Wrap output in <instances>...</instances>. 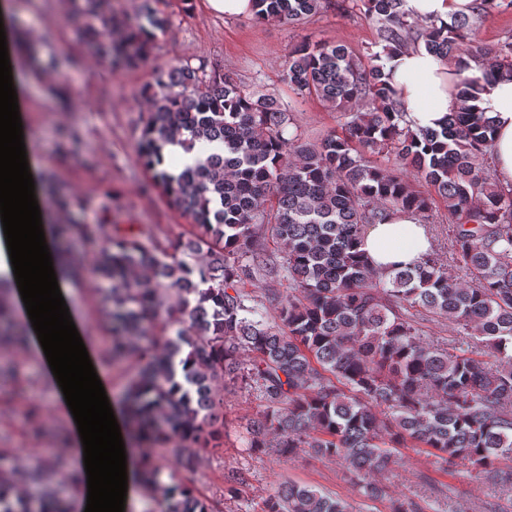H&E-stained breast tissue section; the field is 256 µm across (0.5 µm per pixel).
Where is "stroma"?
I'll return each mask as SVG.
<instances>
[{
    "mask_svg": "<svg viewBox=\"0 0 512 512\" xmlns=\"http://www.w3.org/2000/svg\"><path fill=\"white\" fill-rule=\"evenodd\" d=\"M12 27L38 25L40 37L16 38L12 62L23 78L18 106L27 152L37 164L31 174L37 198L64 200L69 224L112 222L136 226L169 247L192 230L190 219L174 207L162 187L138 158V143L149 86L161 67L178 58L204 60L224 73L263 92L277 93L294 106L293 117L308 142H316L336 126V113L309 98L295 101L281 75L290 50L304 40L342 44L357 53L373 47L376 32L364 16L360 0H336L304 25L291 28L259 22L250 16L224 17L209 12L205 0H162L170 16L151 54L137 67L101 64L82 38V23L71 0H13ZM96 249L92 240L71 242L76 270L63 297L78 332L88 343L89 358L113 401L139 370L137 360L112 364L105 355L112 328L101 310L99 286L88 271ZM21 337L0 346V475L27 480L29 494L50 493L73 498L72 475L53 472L62 447L76 432L57 408L61 395L48 380L44 363L22 358ZM224 446L199 452L194 472L183 471L178 457L161 451L166 475L191 483L208 499L214 512H261L263 501L281 482L316 486L349 501L353 512H391L396 499L425 505V512H512V462L502 461L495 478L475 476L457 460L443 464L423 448L402 451V464L377 476L381 497L360 496L347 480L344 463L303 450L291 460L276 454L253 453L247 446L246 424L261 408L255 392L224 391ZM49 471L43 483L27 479L35 466ZM247 478L237 496L225 494L229 472Z\"/></svg>",
    "mask_w": 512,
    "mask_h": 512,
    "instance_id": "1",
    "label": "stroma"
}]
</instances>
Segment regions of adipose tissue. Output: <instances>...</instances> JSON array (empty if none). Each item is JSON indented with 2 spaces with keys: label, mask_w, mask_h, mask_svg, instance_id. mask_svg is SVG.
<instances>
[{
  "label": "adipose tissue",
  "mask_w": 512,
  "mask_h": 512,
  "mask_svg": "<svg viewBox=\"0 0 512 512\" xmlns=\"http://www.w3.org/2000/svg\"><path fill=\"white\" fill-rule=\"evenodd\" d=\"M392 66L394 95L406 105L414 126L441 128L449 113L460 108L456 90L459 76L445 61L425 50L410 49L394 58ZM479 105L494 123L493 164L497 180L504 188L512 189V80L486 82ZM360 249L374 270L387 272L421 262L431 250V239L413 213L398 212L384 223L369 226Z\"/></svg>",
  "instance_id": "adipose-tissue-1"
}]
</instances>
